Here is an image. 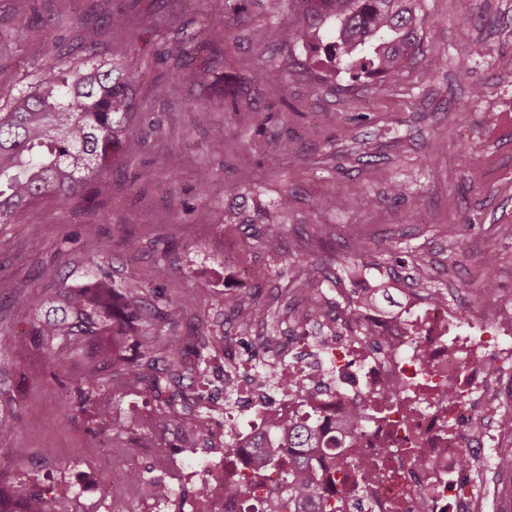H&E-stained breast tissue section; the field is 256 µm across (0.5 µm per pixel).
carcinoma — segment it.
I'll list each match as a JSON object with an SVG mask.
<instances>
[{
  "instance_id": "1",
  "label": "carcinoma",
  "mask_w": 512,
  "mask_h": 512,
  "mask_svg": "<svg viewBox=\"0 0 512 512\" xmlns=\"http://www.w3.org/2000/svg\"><path fill=\"white\" fill-rule=\"evenodd\" d=\"M310 16L301 30L290 24L271 27L273 42L286 45L302 39L314 43L318 55L313 66L327 76L342 69L352 79L375 75L386 82L396 80L405 65L420 50L415 0H299ZM333 25L322 30L327 21ZM81 43L97 45L101 28L85 20L77 22ZM224 17L213 18L200 29L183 32L184 41L210 50L224 35ZM47 52L36 83L20 90L8 108H0V224L11 223L22 208L44 198L60 205L87 193L88 185L122 165V150L132 133L136 88L141 80L134 69L120 67L128 45L114 43L109 57L100 62L64 64L54 53V40H46ZM173 78L200 86L203 71L185 64L175 67ZM259 81L288 94L286 69L263 65ZM265 238L279 240L283 226L275 216L261 217ZM384 286L363 293L366 305L385 310ZM187 298L175 304H150L140 288L112 287L106 263L99 264L95 279L59 284L43 299L39 316L27 298L15 300V315L33 326L30 343L42 351L58 345L76 352L93 347L82 383L65 393L63 406L72 416L91 413L104 423L111 418L113 403L122 390H137L152 400L165 422L189 425L192 406L177 408L179 392L166 391L156 372V355L165 350L168 379L177 383L185 367L183 347L163 339L177 322ZM135 338L140 361L130 367L125 344ZM150 429L112 424V440L118 457L113 463L127 477L137 472L124 463L137 457ZM258 464L251 473L227 479L225 496L237 501L251 491H266L268 512H345L347 501L367 496L371 462L364 458L357 440L344 442V493L348 500L327 493L319 458L326 450L317 423L308 415L276 417L257 445ZM54 491L39 483L19 490L13 482L0 480V512H57Z\"/></svg>"
}]
</instances>
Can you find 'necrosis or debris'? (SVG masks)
<instances>
[{"label":"necrosis or debris","mask_w":512,"mask_h":512,"mask_svg":"<svg viewBox=\"0 0 512 512\" xmlns=\"http://www.w3.org/2000/svg\"><path fill=\"white\" fill-rule=\"evenodd\" d=\"M293 311L314 332L268 336L250 320L243 357L226 374L237 403L201 400L195 414L210 430L195 447L152 449L163 486L121 475L110 464L115 449H97L89 464L99 487L94 512L122 500L151 512H236L224 496L225 440L250 446L271 418L302 407L327 429L367 393L384 398L388 411H357L360 450L373 462L362 512H512V466L501 460L512 446V302L485 291L477 303H435L413 290L396 322L371 310L348 319L306 300ZM366 334L380 335L374 350L362 348ZM255 348L294 372L296 387L268 386L248 359ZM191 483L199 492L190 502L180 491Z\"/></svg>","instance_id":"necrosis-or-debris-1"}]
</instances>
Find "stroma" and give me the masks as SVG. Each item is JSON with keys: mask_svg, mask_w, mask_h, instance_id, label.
Masks as SVG:
<instances>
[{"mask_svg": "<svg viewBox=\"0 0 512 512\" xmlns=\"http://www.w3.org/2000/svg\"><path fill=\"white\" fill-rule=\"evenodd\" d=\"M416 6L423 45L445 48L447 59L431 72L417 56L386 83L354 81L344 72L321 80L306 68L305 45L271 43L272 23L306 24L300 0H30L22 25L12 0H0V32L14 34L0 57L8 69L0 105L33 83L46 31L63 61L82 58L71 26L77 16L100 25L107 13L124 11L129 27L107 30L96 52L104 57L111 42H131L126 64L142 75L125 169L104 176L89 199L64 207L41 201L0 224V336L26 329L13 315L15 296L37 304L60 280L93 279L102 246L110 249L114 284L136 285L155 301L191 297L173 336L204 327L223 337L230 354L252 302L266 304L274 325L290 336L300 321L284 299L309 290L341 306L384 283L398 308L407 288L402 273L423 265L433 270L432 289L465 290L479 285L481 259L493 253L498 289L512 294V0ZM214 11L228 18L220 63L180 33L203 27ZM477 43L482 51L475 55ZM187 58L208 70L216 94L172 81L176 60ZM264 64L288 66L287 95L257 81ZM161 81L170 91L159 100L153 87ZM479 84L484 95L472 97ZM224 88L237 89L236 109L225 108ZM156 125L161 134L153 133ZM219 140L224 151L216 154ZM274 155L280 163L273 168ZM201 166L212 173L203 187L193 176ZM140 170L149 179L133 180ZM396 184L402 197L392 195ZM284 196L290 205L283 235L272 244L257 220ZM339 196L351 199V209H337ZM230 211L238 223H225ZM128 235L139 240L138 252L125 251ZM385 240L391 252L379 251ZM356 255L367 263L349 267ZM304 257L319 265V283L305 281ZM161 260L168 274L160 281ZM231 297L239 307L225 306ZM86 362L74 353L59 366L23 345L0 351V422H21L17 442L34 447L21 463L0 449V478L57 482L68 512H90L95 482L85 456L112 443L111 428L73 419L61 407L62 385L80 383ZM112 418L149 424L156 440L171 437L155 407L136 395L114 403Z\"/></svg>", "mask_w": 512, "mask_h": 512, "instance_id": "obj_1", "label": "stroma"}]
</instances>
